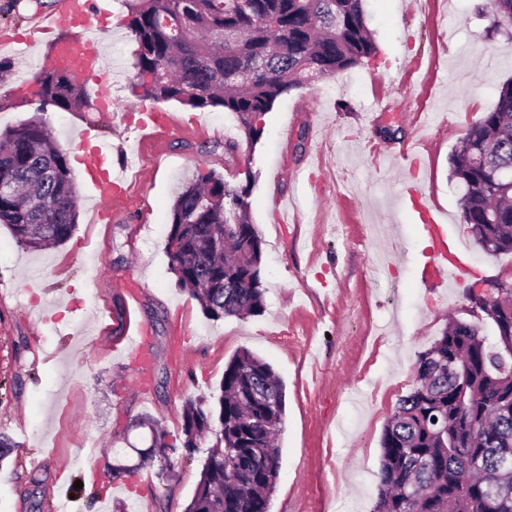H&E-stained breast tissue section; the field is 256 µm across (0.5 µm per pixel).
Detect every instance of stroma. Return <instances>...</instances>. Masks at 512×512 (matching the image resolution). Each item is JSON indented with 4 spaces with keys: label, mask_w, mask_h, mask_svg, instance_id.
Instances as JSON below:
<instances>
[{
    "label": "stroma",
    "mask_w": 512,
    "mask_h": 512,
    "mask_svg": "<svg viewBox=\"0 0 512 512\" xmlns=\"http://www.w3.org/2000/svg\"><path fill=\"white\" fill-rule=\"evenodd\" d=\"M56 0H0V39L19 36L52 12ZM486 0H451L446 20L405 0H363L379 47L368 63L313 88L281 95L263 118L259 141L244 146L237 117L175 101L130 94L134 43L120 0H93L92 23L108 62L87 80L93 103L113 111L173 113L202 123L201 138L175 137L139 150L142 173L132 189L143 220L91 224L93 189L78 157L83 132L94 128L128 152L136 127L113 124L97 110L49 111L45 119L66 153L79 188L78 226L64 244L44 251L19 247L0 226V432L18 447L0 466V512H184L200 476L199 462L176 464L170 479L144 466L113 478L106 463L112 440L145 447L147 430H129L147 414L182 439L187 399H212L224 368L247 350L269 363L285 387L277 440L280 475L269 512H371L387 419L414 381V365L449 317L468 318L474 278L512 275V254L485 255L461 221L460 192L449 177V154L476 115L492 109L512 78V37L494 31ZM51 46L25 57L0 48L11 62L10 94L0 99V130L28 119L38 105L35 77ZM422 57L434 76L423 88L408 62ZM394 100L375 107L379 89ZM423 108L444 133L423 169L425 191L465 254L459 277L431 289L422 283L430 260L420 213L407 208L409 177L389 157L372 163L369 149L409 142L405 114ZM241 142L240 169L253 174L250 218L263 241V315L208 319L170 271L165 253L171 208L182 178L223 172L220 137ZM128 271L145 285L138 312L152 330L154 393L129 385L122 351L124 306L110 285ZM181 328L186 358L170 355ZM49 354L48 363H34Z\"/></svg>",
    "instance_id": "35a3bbf8"
}]
</instances>
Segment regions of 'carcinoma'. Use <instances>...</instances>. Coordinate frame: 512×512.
Listing matches in <instances>:
<instances>
[{"instance_id": "1", "label": "carcinoma", "mask_w": 512, "mask_h": 512, "mask_svg": "<svg viewBox=\"0 0 512 512\" xmlns=\"http://www.w3.org/2000/svg\"><path fill=\"white\" fill-rule=\"evenodd\" d=\"M136 49L130 83L141 100L177 101L236 115L249 143L282 94L376 57L363 0H123ZM512 31V0L490 14ZM34 116L0 133V224L39 251L78 223V189L66 153L42 115L90 106L85 81L54 67L36 76ZM463 188L462 222L488 255L512 253V80L449 157ZM232 184L214 171L187 178L172 206L166 254L180 287L214 321L265 311L262 238L249 219L252 175ZM481 320L453 319L418 356L414 384L387 420L380 492L371 512H512V280H494ZM494 327L483 334V321ZM285 391L272 367L243 350L229 361L216 403L189 399L181 447L152 418L141 465L172 476L173 457L205 449L186 512H269L280 474L276 436Z\"/></svg>"}]
</instances>
